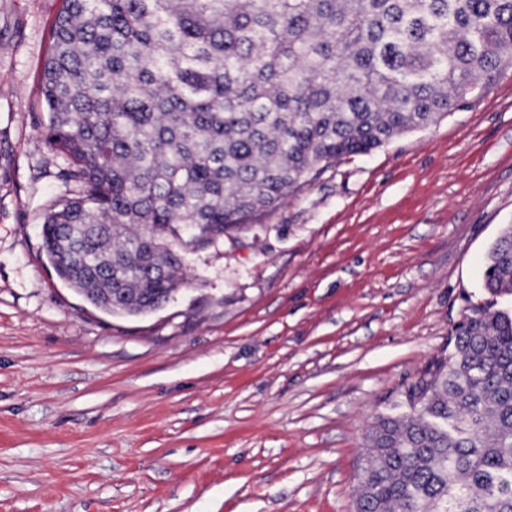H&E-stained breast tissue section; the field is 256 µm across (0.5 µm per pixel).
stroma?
I'll list each match as a JSON object with an SVG mask.
<instances>
[{"instance_id":"1","label":"stroma","mask_w":512,"mask_h":512,"mask_svg":"<svg viewBox=\"0 0 512 512\" xmlns=\"http://www.w3.org/2000/svg\"><path fill=\"white\" fill-rule=\"evenodd\" d=\"M61 0H0V512H356L372 418L446 346L512 224V72L189 253L111 315L54 273L39 72Z\"/></svg>"}]
</instances>
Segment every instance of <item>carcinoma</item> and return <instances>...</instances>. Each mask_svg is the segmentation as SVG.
I'll return each instance as SVG.
<instances>
[{
	"label": "carcinoma",
	"instance_id": "carcinoma-1",
	"mask_svg": "<svg viewBox=\"0 0 512 512\" xmlns=\"http://www.w3.org/2000/svg\"><path fill=\"white\" fill-rule=\"evenodd\" d=\"M45 144L67 164L42 248L109 313L185 283L183 251L345 157L474 104L512 70V0H61ZM449 348L374 417L357 512H512V224Z\"/></svg>",
	"mask_w": 512,
	"mask_h": 512
}]
</instances>
